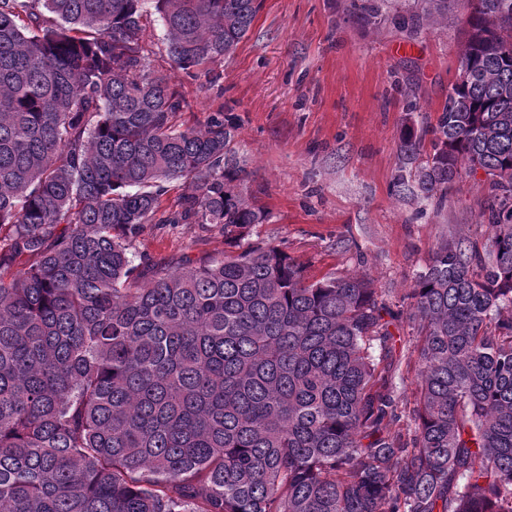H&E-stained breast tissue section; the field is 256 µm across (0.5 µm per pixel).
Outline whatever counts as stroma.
Wrapping results in <instances>:
<instances>
[{
    "label": "stroma",
    "instance_id": "1",
    "mask_svg": "<svg viewBox=\"0 0 512 512\" xmlns=\"http://www.w3.org/2000/svg\"><path fill=\"white\" fill-rule=\"evenodd\" d=\"M349 0H262L247 35L210 71H171L165 30L145 39L151 68L170 71L191 105L185 118L205 125L216 110L234 117L245 191L269 212L252 240L279 245L308 278L369 274L398 303L445 239L485 237L479 222L485 184L466 178L442 207L423 205L393 181L408 97L394 72L407 66L423 114L436 116L462 42L465 0L437 26L408 40L391 27L349 15ZM216 228L144 225L136 255L158 263L222 257Z\"/></svg>",
    "mask_w": 512,
    "mask_h": 512
}]
</instances>
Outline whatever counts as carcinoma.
Wrapping results in <instances>:
<instances>
[{
	"label": "carcinoma",
	"instance_id": "obj_1",
	"mask_svg": "<svg viewBox=\"0 0 512 512\" xmlns=\"http://www.w3.org/2000/svg\"><path fill=\"white\" fill-rule=\"evenodd\" d=\"M450 0H351L414 39ZM262 0H0V512H512V0H471L436 122L397 191L441 205L479 163L483 243L448 238L393 309L365 275L310 281L273 244L134 262L145 224L246 240L235 125H190L148 66L201 71ZM431 150L423 152L424 142ZM184 191L161 207L169 184ZM417 336L412 435L390 326Z\"/></svg>",
	"mask_w": 512,
	"mask_h": 512
}]
</instances>
